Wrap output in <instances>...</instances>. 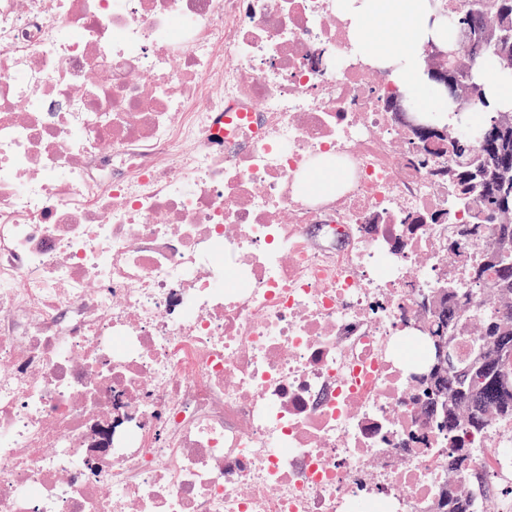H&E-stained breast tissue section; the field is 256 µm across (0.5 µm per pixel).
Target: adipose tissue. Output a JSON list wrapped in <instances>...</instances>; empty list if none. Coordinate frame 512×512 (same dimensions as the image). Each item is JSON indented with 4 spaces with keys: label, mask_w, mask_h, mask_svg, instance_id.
<instances>
[{
    "label": "adipose tissue",
    "mask_w": 512,
    "mask_h": 512,
    "mask_svg": "<svg viewBox=\"0 0 512 512\" xmlns=\"http://www.w3.org/2000/svg\"><path fill=\"white\" fill-rule=\"evenodd\" d=\"M359 30L358 48L369 62L396 63L407 84L424 77L423 52L428 40H439L429 0H340Z\"/></svg>",
    "instance_id": "adipose-tissue-1"
}]
</instances>
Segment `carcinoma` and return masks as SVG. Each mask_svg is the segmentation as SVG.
<instances>
[{"instance_id": "obj_1", "label": "carcinoma", "mask_w": 512, "mask_h": 512, "mask_svg": "<svg viewBox=\"0 0 512 512\" xmlns=\"http://www.w3.org/2000/svg\"><path fill=\"white\" fill-rule=\"evenodd\" d=\"M435 17L456 45L454 56L424 49L426 71L447 70L456 87L455 122L442 123L421 112L422 127L407 128L422 149V165L435 184L448 188L456 204H474L470 221L458 223L451 212L410 213L407 224H446L449 244L469 241L482 262L465 282H443L418 295L419 319L429 328L413 340L427 349L426 377L412 381V402L421 412L441 391L438 408L442 435L448 438L446 483L426 512H487L489 475L478 468L481 436L493 423L512 424V104H492L484 91V67L512 82V0H485L484 16L469 14L470 0L460 8L431 0ZM440 96L433 80L408 94L388 96L386 110L406 101L416 107ZM451 340L448 362L435 363L431 337ZM468 340L470 348L460 351Z\"/></svg>"}]
</instances>
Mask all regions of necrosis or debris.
<instances>
[{"label": "necrosis or debris", "instance_id": "necrosis-or-debris-1", "mask_svg": "<svg viewBox=\"0 0 512 512\" xmlns=\"http://www.w3.org/2000/svg\"><path fill=\"white\" fill-rule=\"evenodd\" d=\"M336 0H0V512H425L447 211ZM479 463L512 482V425Z\"/></svg>", "mask_w": 512, "mask_h": 512}]
</instances>
